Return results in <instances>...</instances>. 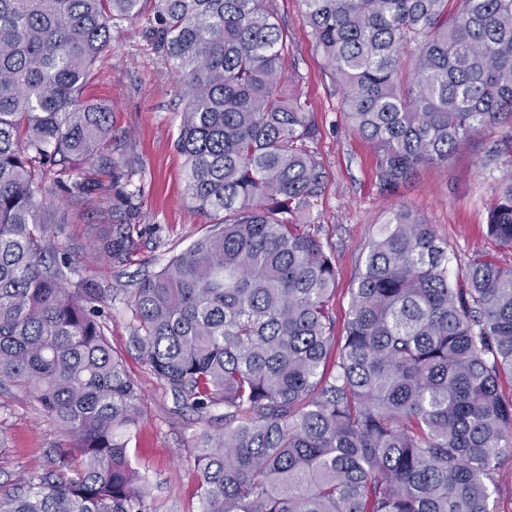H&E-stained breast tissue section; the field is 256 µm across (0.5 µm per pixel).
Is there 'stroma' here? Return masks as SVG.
<instances>
[{"label":"stroma","instance_id":"obj_1","mask_svg":"<svg viewBox=\"0 0 512 512\" xmlns=\"http://www.w3.org/2000/svg\"><path fill=\"white\" fill-rule=\"evenodd\" d=\"M273 7L288 33L283 51L288 85L307 101L319 129L310 149L323 165L326 180L309 220L335 247L337 320L345 318L363 245L390 212L402 207L425 217L447 242L452 275H462L468 259L484 251H496L501 262L512 264V251L496 250L487 233L488 207L500 178L512 169V155L500 150L498 129L477 133L447 167L421 166L396 193H382L376 150L352 128L343 88L315 46L302 5L299 0H273ZM150 26L144 16L120 21L84 91L88 100L111 106L114 130L129 135L130 150L138 160L143 234L135 261L116 267L91 253L96 234L111 230L118 221L112 213L109 177L94 174L89 165H77L75 180L90 178L96 184L90 200L78 210L53 182H46L41 197L50 207V219L62 226L57 259L77 258V278L116 289L102 305L101 319L109 343L144 395V419L129 449L146 480L148 502L153 512H197L195 438L203 430L221 428L224 409L213 408L203 419L178 408L140 359L124 294L190 246L207 222L185 195V159L176 148L183 86L154 50ZM63 440L35 398L14 387L0 391V488H13L44 473Z\"/></svg>","mask_w":512,"mask_h":512}]
</instances>
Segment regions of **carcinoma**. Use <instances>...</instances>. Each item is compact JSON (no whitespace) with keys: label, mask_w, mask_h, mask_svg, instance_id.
<instances>
[{"label":"carcinoma","mask_w":512,"mask_h":512,"mask_svg":"<svg viewBox=\"0 0 512 512\" xmlns=\"http://www.w3.org/2000/svg\"><path fill=\"white\" fill-rule=\"evenodd\" d=\"M354 130L394 192L475 133L512 150V0H300ZM151 4L156 50L184 82L177 149L210 225L123 289L134 342L176 402L224 429L197 437L198 512H498L512 486V265L448 246L408 208L362 248L341 335L336 261L303 222L324 184L317 128L285 94L272 0H0V388L33 394L66 431L59 465L0 492V512H151L129 454L143 402L99 308L48 256L39 195L81 161L112 175L125 223L96 238L133 260L139 168L111 108L82 98L116 22ZM489 236L512 250V171Z\"/></svg>","instance_id":"cac0c4a2"}]
</instances>
